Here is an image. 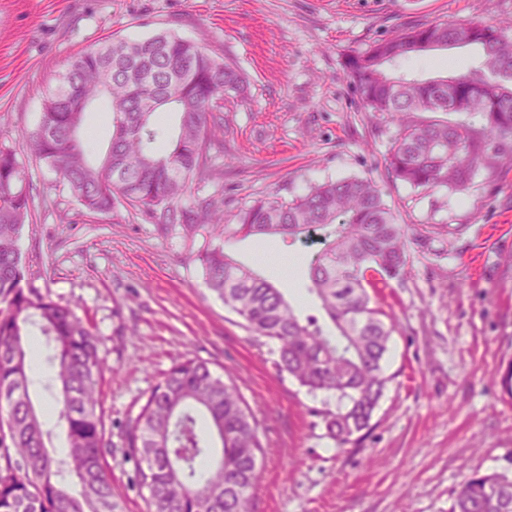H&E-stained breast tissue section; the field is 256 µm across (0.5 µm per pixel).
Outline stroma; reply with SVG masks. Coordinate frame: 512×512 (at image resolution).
<instances>
[{"label":"stroma","instance_id":"obj_1","mask_svg":"<svg viewBox=\"0 0 512 512\" xmlns=\"http://www.w3.org/2000/svg\"><path fill=\"white\" fill-rule=\"evenodd\" d=\"M512 18V0H0V147L22 163L35 216L19 242L24 287L70 305L101 339L109 371L100 401L112 452L107 472L127 512L144 502L131 484L123 431L174 363L207 362L232 378L260 424L265 454L252 512H451L475 473L512 477V168L479 171L467 189L392 183L384 158L396 126L363 111L346 55L434 21ZM167 31L234 63L245 102L224 105L221 177L193 180L187 200L217 197L224 217L254 198H290L311 184L374 178L398 223L425 228L404 279L371 297L396 328L388 379L370 426L337 447L323 414L335 396L302 387L206 288V231L161 229L129 208L87 215L59 175L26 147L45 98L74 56L112 38ZM474 46L400 66L411 78L463 73ZM279 288L302 316L328 319L308 290L312 242L251 236L229 247ZM286 277L271 270L282 257Z\"/></svg>","mask_w":512,"mask_h":512}]
</instances>
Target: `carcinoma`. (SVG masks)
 I'll return each mask as SVG.
<instances>
[{"label": "carcinoma", "mask_w": 512, "mask_h": 512, "mask_svg": "<svg viewBox=\"0 0 512 512\" xmlns=\"http://www.w3.org/2000/svg\"><path fill=\"white\" fill-rule=\"evenodd\" d=\"M472 45L482 61L459 75L418 80L389 72L430 51ZM343 67L365 111L386 114L397 127L385 161L392 181L464 190L478 171L512 165V20L412 27L347 56ZM243 83L234 64L167 31L114 39L69 62L37 129L21 137L89 215L124 202L160 224L208 229L199 255L206 287L256 335L278 343L281 370L311 391L336 395L339 405L324 419L342 446L369 427L387 383L382 362L394 323L385 322L368 288L406 276L409 243L424 244L429 231L408 236L375 183L360 177L328 180L289 200L257 198L231 222L213 200L181 205L189 182L211 173L212 155L224 153V101ZM99 101L112 113V136L94 164L79 131ZM159 101L175 115L170 131L154 121ZM422 112L432 116L414 119ZM461 112L479 114L482 124L448 119ZM33 207L15 153L0 149V512H125L106 472L99 338L70 306L22 286L17 243ZM256 235L320 245L309 291L337 334L301 318L280 289L225 251L227 242ZM35 332L52 351L48 391L66 439L60 454L46 447L52 430L30 396ZM126 440L147 512H250L264 452L257 422L235 384L207 363H175L130 421ZM66 475L77 490L62 484ZM451 512H512V479L471 476Z\"/></svg>", "instance_id": "1"}]
</instances>
